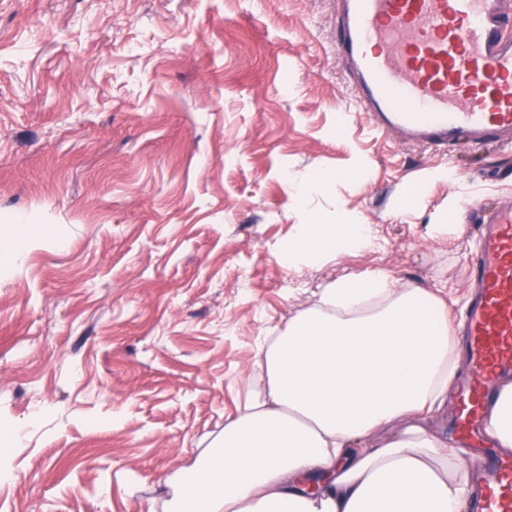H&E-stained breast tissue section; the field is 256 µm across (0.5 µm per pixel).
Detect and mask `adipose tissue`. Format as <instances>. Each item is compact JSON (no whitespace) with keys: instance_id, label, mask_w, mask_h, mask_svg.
Returning a JSON list of instances; mask_svg holds the SVG:
<instances>
[{"instance_id":"1","label":"adipose tissue","mask_w":512,"mask_h":512,"mask_svg":"<svg viewBox=\"0 0 512 512\" xmlns=\"http://www.w3.org/2000/svg\"><path fill=\"white\" fill-rule=\"evenodd\" d=\"M375 245L370 225L317 217L289 240L288 263ZM450 339L447 304L435 292L394 288L384 273L328 283L320 307L259 347L252 370L267 389L177 475L165 512H464L463 450L416 425L363 444L442 405L455 374ZM314 475L325 482L310 494L302 481Z\"/></svg>"}]
</instances>
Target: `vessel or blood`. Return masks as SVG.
<instances>
[{
	"mask_svg": "<svg viewBox=\"0 0 512 512\" xmlns=\"http://www.w3.org/2000/svg\"><path fill=\"white\" fill-rule=\"evenodd\" d=\"M336 53L376 132L426 148L512 144V0H337ZM464 313L471 380L463 435L483 429L497 381L512 376V196L481 217ZM477 512H512V458L487 455Z\"/></svg>",
	"mask_w": 512,
	"mask_h": 512,
	"instance_id": "vessel-or-blood-1",
	"label": "vessel or blood"
}]
</instances>
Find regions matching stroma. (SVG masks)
Wrapping results in <instances>:
<instances>
[{
    "mask_svg": "<svg viewBox=\"0 0 512 512\" xmlns=\"http://www.w3.org/2000/svg\"><path fill=\"white\" fill-rule=\"evenodd\" d=\"M335 40L336 0H0V442L22 432L0 512H162L263 387L259 343L331 279L441 289L461 324L512 149L374 132ZM443 167L469 190L455 216ZM314 215L380 246L288 266ZM457 354L422 422L448 444Z\"/></svg>",
    "mask_w": 512,
    "mask_h": 512,
    "instance_id": "obj_1",
    "label": "stroma"
}]
</instances>
